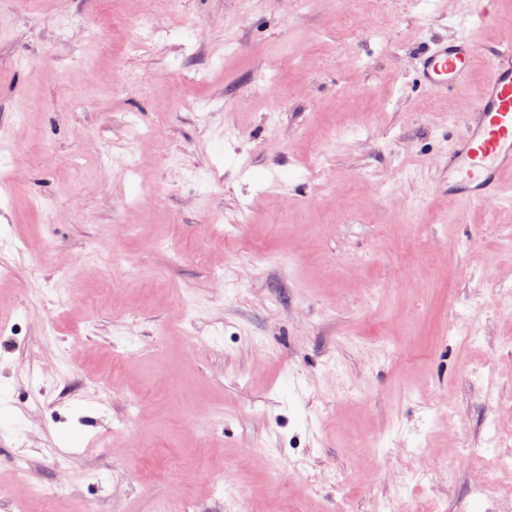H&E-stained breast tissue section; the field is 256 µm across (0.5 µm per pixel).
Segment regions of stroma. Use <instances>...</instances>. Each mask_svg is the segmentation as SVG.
I'll return each instance as SVG.
<instances>
[{"mask_svg": "<svg viewBox=\"0 0 512 512\" xmlns=\"http://www.w3.org/2000/svg\"><path fill=\"white\" fill-rule=\"evenodd\" d=\"M465 2L0 0V512L59 482L25 512H512L472 495L512 471L464 457L512 428V203L448 198L443 153L481 75L444 97L414 73ZM146 14L191 40L127 52ZM62 16L91 38L59 40ZM469 29L512 42V0ZM131 115L161 137L134 187ZM87 251L103 266L74 272ZM34 269L32 289L63 279L80 299L51 326L18 293Z\"/></svg>", "mask_w": 512, "mask_h": 512, "instance_id": "stroma-1", "label": "stroma"}]
</instances>
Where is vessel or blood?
<instances>
[{
	"label": "vessel or blood",
	"mask_w": 512,
	"mask_h": 512,
	"mask_svg": "<svg viewBox=\"0 0 512 512\" xmlns=\"http://www.w3.org/2000/svg\"><path fill=\"white\" fill-rule=\"evenodd\" d=\"M421 85L445 95L482 72L481 91L446 153L448 196L476 205L503 200L512 186V45L481 51L475 35L438 36L416 52Z\"/></svg>",
	"instance_id": "vessel-or-blood-1"
}]
</instances>
